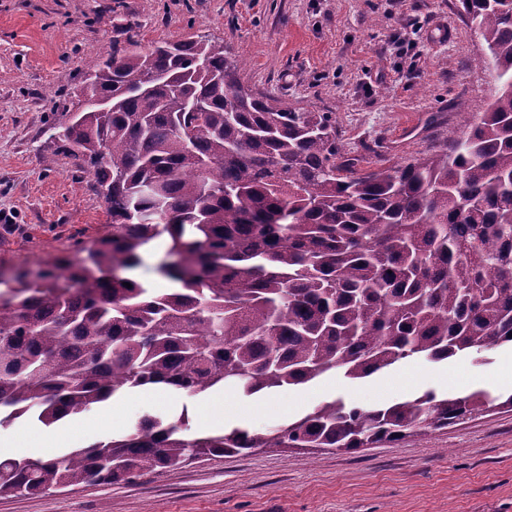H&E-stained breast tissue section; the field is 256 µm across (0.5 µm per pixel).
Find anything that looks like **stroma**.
<instances>
[{"label":"stroma","instance_id":"obj_1","mask_svg":"<svg viewBox=\"0 0 512 512\" xmlns=\"http://www.w3.org/2000/svg\"><path fill=\"white\" fill-rule=\"evenodd\" d=\"M198 34L243 61L246 86L333 113L346 153L391 165L459 126L456 103L484 111L498 88L455 0H0V270L71 252L111 221L92 174L51 137V118L72 111L86 64L132 36L144 48ZM509 358L512 349L499 347L480 364L410 359L361 379L330 372L278 392L271 411L234 386L192 397L133 389L65 423L0 427V438L52 439L28 454L55 457L130 433L144 416L183 414L195 435L228 398L255 409L225 426L264 434L327 400L386 406L427 390L508 393ZM0 512H512V409L354 453L260 448L130 482L2 496Z\"/></svg>","mask_w":512,"mask_h":512}]
</instances>
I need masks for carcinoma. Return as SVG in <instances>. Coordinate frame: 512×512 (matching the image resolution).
Here are the masks:
<instances>
[{"label":"carcinoma","mask_w":512,"mask_h":512,"mask_svg":"<svg viewBox=\"0 0 512 512\" xmlns=\"http://www.w3.org/2000/svg\"><path fill=\"white\" fill-rule=\"evenodd\" d=\"M500 86L462 129L402 165L345 153L330 112L246 89L238 61L202 35L112 53L62 115L57 138L93 175L109 230L17 269L0 290V427L51 426L151 385L247 395L336 369L368 377L512 345V0H459ZM165 238L159 291L127 273ZM512 393L323 402L265 435L135 430L56 458H0V496L113 483L256 448L355 452L446 428Z\"/></svg>","instance_id":"obj_1"}]
</instances>
